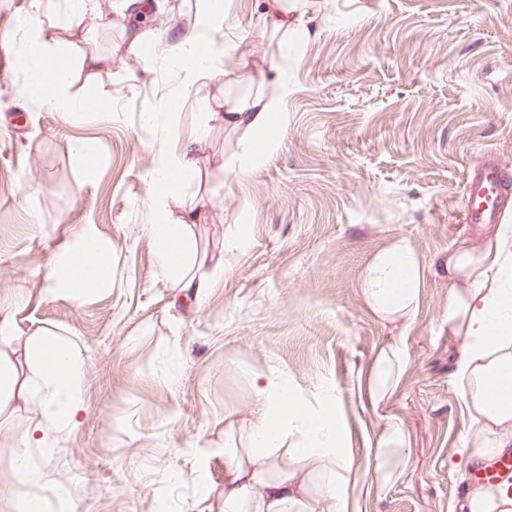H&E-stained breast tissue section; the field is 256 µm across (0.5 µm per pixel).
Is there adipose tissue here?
<instances>
[{
    "mask_svg": "<svg viewBox=\"0 0 512 512\" xmlns=\"http://www.w3.org/2000/svg\"><path fill=\"white\" fill-rule=\"evenodd\" d=\"M43 14V0H33L26 23L33 34L23 47L27 66L23 93L52 99L69 114L78 107L65 93L72 65L92 77L100 59L91 51L74 58L54 49V35L44 27ZM280 104L279 95L260 90L208 103L207 123L195 130L190 143L167 154L154 172L158 203L181 195L186 180L197 172L209 121L258 132L269 127ZM196 219V212L188 209L175 221L160 214L146 227L165 275L184 293L194 295L202 284L192 269L204 257L191 246L186 228ZM488 263L497 267L491 279L484 269ZM447 267L453 280L449 307L464 339L456 374L466 385L464 402L478 426L472 442L491 455L512 447V226L501 225L484 255L459 250L449 255ZM422 274L415 251L399 239L368 265L362 293L374 313L402 317L416 307ZM40 280L49 293L74 297L111 285L112 255L94 225L79 227L70 243L50 255ZM19 306L17 296H0V417L29 405L37 410L16 451L15 468L23 475L29 448L47 447L49 433L73 428L81 417L84 366L76 343L68 337L40 329L21 336L16 320ZM403 365L396 348L380 350L367 371L370 397H383ZM254 389L260 401L259 423L244 447L224 451L231 460L224 477V512H348L351 471L337 451L341 421L326 411L282 416L280 406L292 400L287 388L258 379ZM287 438L293 443L287 449L291 463L283 467L274 455Z\"/></svg>",
    "mask_w": 512,
    "mask_h": 512,
    "instance_id": "obj_1",
    "label": "adipose tissue"
}]
</instances>
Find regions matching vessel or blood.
I'll list each match as a JSON object with an SVG mask.
<instances>
[{"label": "vessel or blood", "instance_id": "vessel-or-blood-1", "mask_svg": "<svg viewBox=\"0 0 512 512\" xmlns=\"http://www.w3.org/2000/svg\"><path fill=\"white\" fill-rule=\"evenodd\" d=\"M468 198L465 219L470 224H500L512 212V175L494 162H486L466 179ZM512 477V451L496 455L492 460L479 459L473 465L472 483L480 488Z\"/></svg>", "mask_w": 512, "mask_h": 512}]
</instances>
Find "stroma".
I'll return each instance as SVG.
<instances>
[{"label": "stroma", "instance_id": "1", "mask_svg": "<svg viewBox=\"0 0 512 512\" xmlns=\"http://www.w3.org/2000/svg\"><path fill=\"white\" fill-rule=\"evenodd\" d=\"M116 2L98 0L99 17L59 33L78 49L91 34L101 58L95 77L71 81L73 114L21 95L19 54L0 64V295L23 296L22 334L73 338L86 367L85 412L52 434L51 451L29 448L30 478L14 456L35 409L0 422V512H15L23 489L45 512H224V448L243 446L256 421L257 376L287 382L308 408L334 391L355 475L349 512H460L475 426L443 262L496 233L461 213L467 173L489 158L512 168V0H292L299 39L266 29L256 0H224L215 38L236 51L189 83L171 42L125 55L123 26L99 21ZM154 2L141 27H192L197 0ZM252 82L285 88L280 114L254 157L246 133L211 124L184 191L207 204L187 233L224 268H196L207 287L186 298L145 230L157 214L148 178L187 143L206 100ZM81 224L111 248L112 285L83 299L47 293L37 272ZM244 229L248 247L230 250ZM401 238L424 275L416 310L392 320L361 288ZM391 345L402 374L369 398L368 366ZM394 425L408 454L386 483L373 457Z\"/></svg>", "mask_w": 512, "mask_h": 512}]
</instances>
